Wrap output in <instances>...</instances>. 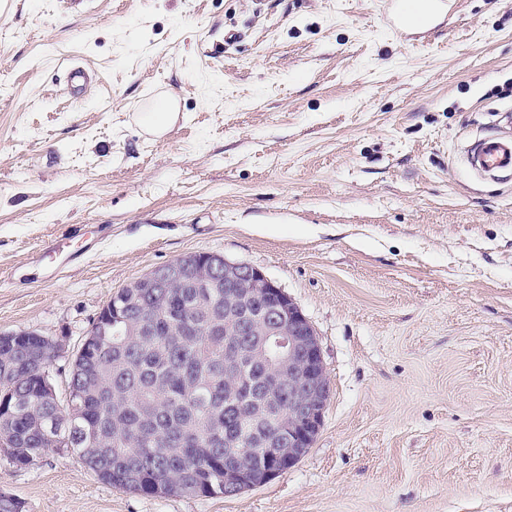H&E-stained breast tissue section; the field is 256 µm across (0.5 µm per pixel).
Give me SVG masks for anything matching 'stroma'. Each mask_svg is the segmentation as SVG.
Returning <instances> with one entry per match:
<instances>
[{
    "label": "stroma",
    "instance_id": "1",
    "mask_svg": "<svg viewBox=\"0 0 512 512\" xmlns=\"http://www.w3.org/2000/svg\"><path fill=\"white\" fill-rule=\"evenodd\" d=\"M457 2L397 37L378 0H0V332L57 341L64 391L112 295L216 253L300 307L331 386L306 455L231 498L132 493L54 448L19 469L1 447L0 494L23 512H512V180L463 157L512 115V0ZM166 99L177 120L146 133Z\"/></svg>",
    "mask_w": 512,
    "mask_h": 512
}]
</instances>
